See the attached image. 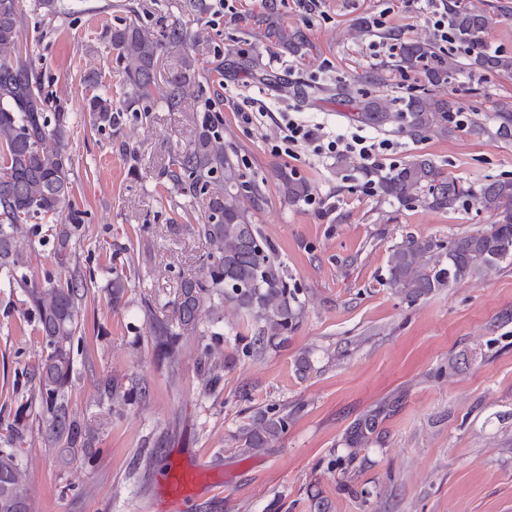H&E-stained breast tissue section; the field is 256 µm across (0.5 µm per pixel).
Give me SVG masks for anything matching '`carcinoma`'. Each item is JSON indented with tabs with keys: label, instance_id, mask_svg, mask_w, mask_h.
Segmentation results:
<instances>
[{
	"label": "carcinoma",
	"instance_id": "1",
	"mask_svg": "<svg viewBox=\"0 0 512 512\" xmlns=\"http://www.w3.org/2000/svg\"><path fill=\"white\" fill-rule=\"evenodd\" d=\"M179 12L201 21L208 13L207 0H180ZM503 11L483 8L470 0H448V29L466 46L467 63L440 55L428 41L407 42L399 47L396 67L421 71L427 84L448 83L466 65L490 73H512V56L489 48L487 36ZM25 16L23 0H0V277L24 295L33 316L39 351L28 365L27 401L14 418L0 422V512H39L32 494L28 470L14 448L25 441L27 414L45 423L42 443L54 448H90L103 424L80 420L71 398L73 354L92 352L79 336L85 312L87 281L71 266L76 239L85 224L86 211L72 202L73 173L68 154V113L61 102L44 92L41 77L19 44ZM258 35L271 47L280 46L310 59L311 44L298 29H290L270 16L257 19ZM191 37L187 24L162 23L154 29L138 23H121L105 32L113 50V62L122 74L124 98L107 92L92 95L86 104L93 126L113 129L125 112H150L157 103L169 110L189 107L194 131L187 144L171 156L161 172L169 190L190 207L191 233L205 241L207 252L198 272L182 277L171 301L173 316H159L144 301L149 332L160 360L171 367L180 364L185 333H196L198 375L203 390L214 392L221 384L226 361L220 349L224 313L231 311L252 327L253 335L239 337L237 353L250 358L288 342L303 307L288 284V270L274 244L256 224L255 214L266 203L264 184L245 179L238 155L224 145V122L211 110V100H199L195 88L208 69L186 57L180 69L169 75L161 96H156L158 59L168 44H182ZM366 123L383 127L399 123L411 133L448 134L456 104L450 98L423 91L410 97L402 108L383 94L357 102ZM281 190L294 206L311 193L309 183L279 173ZM382 193L408 202L427 190L424 202L434 209H448L472 189L448 179L435 163L417 157L381 179ZM474 194V193H472ZM479 206L495 215L490 230L453 239L448 246L431 238H412L392 250L388 259L390 285L414 302L439 288L464 281L512 259V179L484 183L474 194ZM59 219L51 229L53 262L64 277L36 280L33 255L37 230L31 221ZM106 292L112 308L126 304L131 272L126 265H112ZM99 397L110 406L112 417L145 395L135 381L107 378L98 385ZM291 418L271 407L259 412L252 424L239 431L240 447L259 454L287 432ZM371 419L350 429L348 445L356 455L374 429Z\"/></svg>",
	"mask_w": 512,
	"mask_h": 512
}]
</instances>
